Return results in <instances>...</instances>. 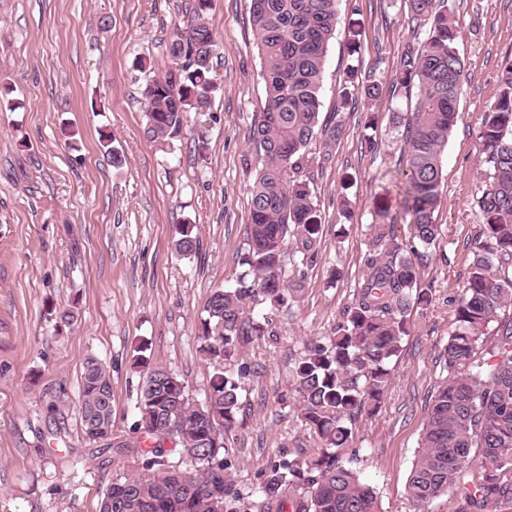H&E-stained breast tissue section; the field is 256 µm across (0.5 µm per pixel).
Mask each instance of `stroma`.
I'll list each match as a JSON object with an SVG mask.
<instances>
[{
    "mask_svg": "<svg viewBox=\"0 0 512 512\" xmlns=\"http://www.w3.org/2000/svg\"><path fill=\"white\" fill-rule=\"evenodd\" d=\"M195 0H0V85L16 110L0 112V512H99L113 481L142 471L140 459L90 443L81 426L80 376L98 358L112 380V432L137 440L135 349L203 400L214 373L198 350L197 325L213 289L241 270L250 187L261 166L253 128L264 101L263 64L249 0H213L218 90L190 112L179 135H144L142 86L176 68L175 28ZM464 62L461 118L442 160L436 251L420 269L430 305L392 363L380 408L352 425L348 464L381 512H419L406 492L429 400L444 379L439 355L454 328L483 222L476 199L487 177L477 130L498 99L512 57V0H449ZM338 20L322 80L321 121L342 122L332 144L316 140L310 189L322 214L317 256L301 291L270 311L271 334L243 359L255 370L225 456L249 492L268 461L319 443L297 416L292 367L305 345L332 335L364 267L377 201L403 224L402 142L366 129L370 112H405L391 72L414 39L404 0H337ZM359 23L358 52L349 27ZM378 81L382 96L338 103L348 68ZM110 132L121 162L100 147ZM377 148H369V138ZM348 208H341V199ZM200 244L177 256V225ZM339 281H332V270ZM72 310V324L59 318Z\"/></svg>",
    "mask_w": 512,
    "mask_h": 512,
    "instance_id": "1",
    "label": "stroma"
}]
</instances>
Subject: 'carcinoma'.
<instances>
[{
	"label": "carcinoma",
	"mask_w": 512,
	"mask_h": 512,
	"mask_svg": "<svg viewBox=\"0 0 512 512\" xmlns=\"http://www.w3.org/2000/svg\"><path fill=\"white\" fill-rule=\"evenodd\" d=\"M415 26L424 30L410 44L392 75L394 91L415 100L409 115L367 113L366 126L402 137V209L409 236L383 206L368 225V255L351 305L335 335L311 342L294 368L298 416L320 443L304 459L280 453L269 463L254 495L237 489L227 472L225 436L238 423L246 380L254 370L239 362L268 332L267 310L292 298L288 279L305 278L315 258L322 220L309 184L308 147L321 136L340 139L343 126L319 125L320 89L337 11L336 0H250L249 21L263 61L265 100L253 143L262 169L250 188L251 224L246 270L235 283L214 289L197 327L199 351L217 370L205 401L196 400L177 376L150 363L138 348L133 366L142 383L135 404L137 426L153 440L149 450L130 444L118 455L139 454L144 473L112 483L100 512H379L373 489L347 467L344 455L355 418L375 411L391 379V363L415 330L412 310L431 303L420 287V264L438 245L435 223L442 182V156L459 120L464 75L456 48L459 30L444 0H405ZM211 0H196L194 16L176 28L169 53L182 59L162 77L147 78L142 97L145 133L153 141L180 133L184 113L206 103L215 84L213 56L219 48L208 20ZM340 107L354 92L377 100L375 81L347 72ZM481 163L489 186L477 198L484 219L467 285L455 306V328L444 348L445 380L428 413L407 492L423 508L454 492L460 512L512 508V58L501 65L496 104L478 128ZM195 225L177 226L179 255L197 249ZM236 362V372L226 365ZM96 415L112 426V381L98 359L81 373V421ZM173 426L183 460L164 467L162 442L153 429Z\"/></svg>",
	"instance_id": "cac0c4a2"
}]
</instances>
